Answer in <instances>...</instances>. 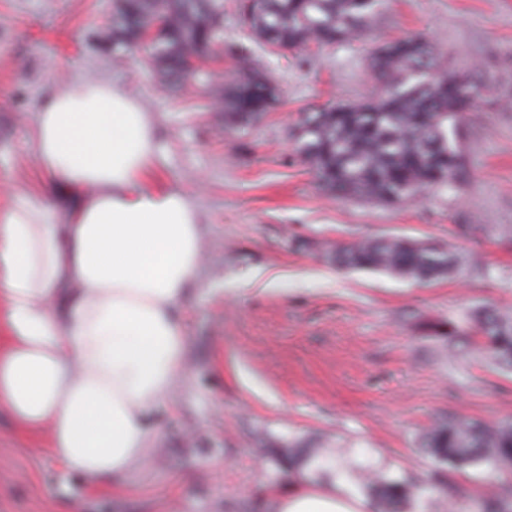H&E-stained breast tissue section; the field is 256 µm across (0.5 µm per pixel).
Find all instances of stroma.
I'll use <instances>...</instances> for the list:
<instances>
[{
    "label": "stroma",
    "mask_w": 512,
    "mask_h": 512,
    "mask_svg": "<svg viewBox=\"0 0 512 512\" xmlns=\"http://www.w3.org/2000/svg\"><path fill=\"white\" fill-rule=\"evenodd\" d=\"M111 13L112 0H0V207L48 182L31 138L52 90L106 77L140 99L157 126L159 179L204 221L205 259L182 305L186 368L156 411L155 456L119 486L65 475L48 437L0 409V512H269L268 492L291 473L271 474L263 441L423 471L420 437L436 420L512 418V374L472 346L449 357L433 331L489 304L512 312V0H384L360 42L302 52L262 50L239 0H224V44L247 56L210 59L170 87L146 45L117 55L89 40ZM405 36L481 72L483 97L459 129L467 176L397 207L327 196L292 129L313 107L372 95V50ZM256 69L279 102L252 128L225 129L215 92ZM369 237L436 244L461 270L419 285L336 268L331 249ZM454 484L431 512L488 490L475 468Z\"/></svg>",
    "instance_id": "obj_1"
}]
</instances>
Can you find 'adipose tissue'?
Masks as SVG:
<instances>
[{"label":"adipose tissue","mask_w":512,"mask_h":512,"mask_svg":"<svg viewBox=\"0 0 512 512\" xmlns=\"http://www.w3.org/2000/svg\"><path fill=\"white\" fill-rule=\"evenodd\" d=\"M32 153L45 192L0 209V405L47 431L66 473L127 480L154 440L186 336L202 216L154 185V119L113 81L79 80L40 105ZM270 512H371L341 480L294 481Z\"/></svg>","instance_id":"ef3b65f1"}]
</instances>
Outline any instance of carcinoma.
<instances>
[{
    "label": "carcinoma",
    "instance_id": "carcinoma-1",
    "mask_svg": "<svg viewBox=\"0 0 512 512\" xmlns=\"http://www.w3.org/2000/svg\"><path fill=\"white\" fill-rule=\"evenodd\" d=\"M379 0H241L242 22L262 45L288 50L348 45L372 29ZM151 33V58L163 80L176 84L194 75L191 60L224 43V0H114L112 24L93 32L119 51ZM371 67L385 92L358 102L325 104L303 112L294 131L297 152L326 193L343 200L402 204L424 188L453 189L467 175L457 127L478 102L483 80L454 72L440 51L422 37L394 39L375 48ZM278 85L253 71L219 94L224 128L259 122L277 104ZM338 268L381 271L429 283L458 270V258L429 243L404 238L365 239L336 247ZM479 350L501 370H512V317L490 306L473 311ZM470 327L448 320L436 335L454 355L470 343ZM422 447L438 465L423 476L373 462L340 469L314 448L288 442L280 462L311 478L330 471L365 494L375 512H430L438 496L451 495L446 475L484 467L491 487L475 512H512V418L494 424L448 418L423 435Z\"/></svg>",
    "mask_w": 512,
    "mask_h": 512
}]
</instances>
